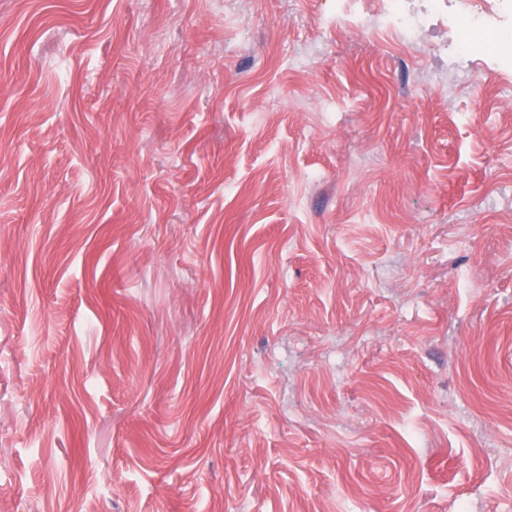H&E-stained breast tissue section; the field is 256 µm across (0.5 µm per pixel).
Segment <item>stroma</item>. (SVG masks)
I'll use <instances>...</instances> for the list:
<instances>
[{"instance_id":"1","label":"stroma","mask_w":512,"mask_h":512,"mask_svg":"<svg viewBox=\"0 0 512 512\" xmlns=\"http://www.w3.org/2000/svg\"><path fill=\"white\" fill-rule=\"evenodd\" d=\"M407 5L0 0V512H512V68ZM405 3L406 0H386L384 13L408 42L417 43L426 31L429 15L412 12Z\"/></svg>"}]
</instances>
